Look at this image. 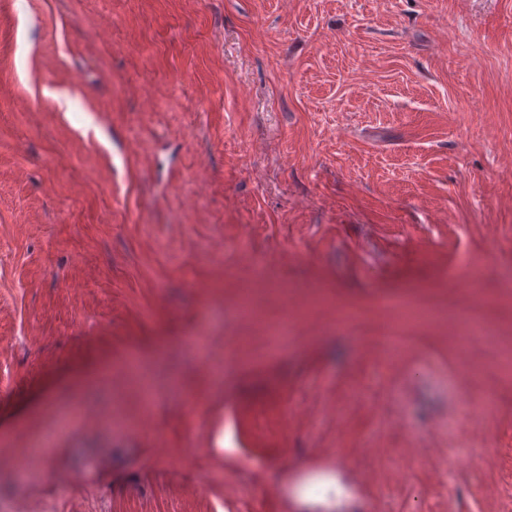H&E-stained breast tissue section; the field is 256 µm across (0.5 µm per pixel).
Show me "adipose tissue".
<instances>
[{"instance_id": "ef3b65f1", "label": "adipose tissue", "mask_w": 512, "mask_h": 512, "mask_svg": "<svg viewBox=\"0 0 512 512\" xmlns=\"http://www.w3.org/2000/svg\"><path fill=\"white\" fill-rule=\"evenodd\" d=\"M292 512H355L357 502L342 470L301 471L288 489Z\"/></svg>"}]
</instances>
